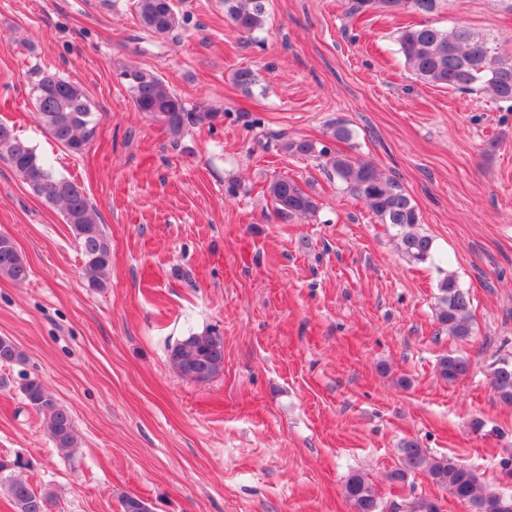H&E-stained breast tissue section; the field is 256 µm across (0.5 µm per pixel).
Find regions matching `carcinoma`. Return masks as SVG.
<instances>
[{"label":"carcinoma","mask_w":512,"mask_h":512,"mask_svg":"<svg viewBox=\"0 0 512 512\" xmlns=\"http://www.w3.org/2000/svg\"><path fill=\"white\" fill-rule=\"evenodd\" d=\"M142 27L155 36H166L178 24L174 0H135ZM226 15L239 31L250 36L265 30L267 0H224ZM437 0H352L349 10L362 14L379 10L386 14L413 11L431 14ZM400 52L416 78L432 86L458 92L484 91L498 102H512V56L502 54L490 38L459 25L444 30L432 24L403 27L397 35ZM137 111L162 121L173 136L182 134L191 113L151 69L137 66L122 71ZM37 114L48 135L69 152L83 153L95 135L91 103L77 84L53 73L44 72L33 87ZM324 167L347 191L365 201L382 224L397 228L404 255L415 263L432 259L433 239L419 230L416 206L401 186L383 177L374 165L348 154L320 150ZM0 159L8 162L30 191L50 204L62 208L63 219L78 240L84 260L87 286L108 287L112 268V243L84 187L58 174L41 158L34 147L0 124ZM267 194L275 213L283 218L316 215L319 203L296 180L272 179ZM30 268L12 239L0 234V276L17 284L26 282ZM441 296L436 307L437 321L448 328V335L465 340L473 335L471 298L457 281L448 276L439 284ZM26 356L8 337H0V363H22ZM171 367L182 377L207 382L224 366V347L209 332L191 333L170 349ZM439 375L452 383L469 371L468 360L448 354L439 359ZM492 384L502 402L512 404V362L505 359L491 372ZM21 391L26 404L43 415L55 447L66 456L79 451L81 442L73 417L60 405L37 378H28ZM401 468L391 474L403 481L408 474L423 471L432 483L460 502L479 507V512H512V495L482 487L477 473L448 457H432L415 441L400 448ZM18 463L0 457V491L13 503L16 512H50L54 493L35 490L15 474ZM344 494L352 512H380L379 496L372 483L360 474L349 476ZM121 512H153L151 503L136 495H125Z\"/></svg>","instance_id":"cac0c4a2"}]
</instances>
